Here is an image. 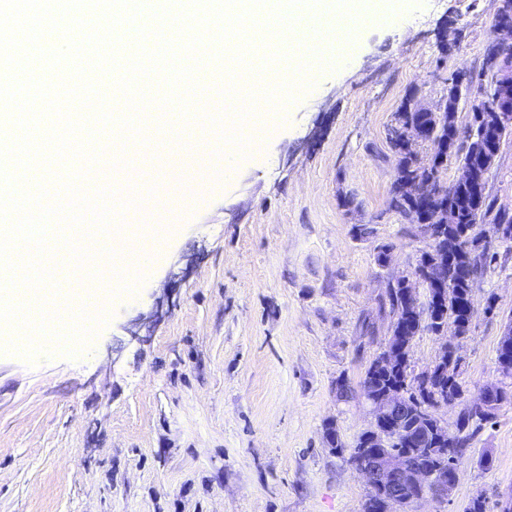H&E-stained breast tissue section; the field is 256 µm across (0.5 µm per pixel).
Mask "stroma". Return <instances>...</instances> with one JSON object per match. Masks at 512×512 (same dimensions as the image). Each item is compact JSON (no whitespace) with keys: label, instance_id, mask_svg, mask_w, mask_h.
I'll list each match as a JSON object with an SVG mask.
<instances>
[{"label":"stroma","instance_id":"obj_1","mask_svg":"<svg viewBox=\"0 0 512 512\" xmlns=\"http://www.w3.org/2000/svg\"><path fill=\"white\" fill-rule=\"evenodd\" d=\"M498 0H393L347 54L303 80L285 120L254 132L231 177L206 184L165 176L124 179L151 199L171 233L150 272L103 304L107 322L72 358L28 364L0 350V512H362L368 488L346 445L372 423L361 382L391 336L390 278L413 271L427 244L389 207L395 114L437 104L452 73L478 75ZM458 40L441 44L444 30ZM115 67H88L105 107ZM199 97L225 107L223 46L205 47ZM135 142L143 166L176 146L164 106L165 71L138 78ZM81 187L112 186L111 129ZM495 209L512 213V134L488 180ZM373 228L359 237L357 228ZM390 263L379 266L380 247ZM494 255L472 295L462 341L464 401L499 382L498 341L512 320V246ZM350 388L336 396L337 380ZM447 498L412 512H463L483 497L499 512L512 494V401L466 448Z\"/></svg>","mask_w":512,"mask_h":512}]
</instances>
